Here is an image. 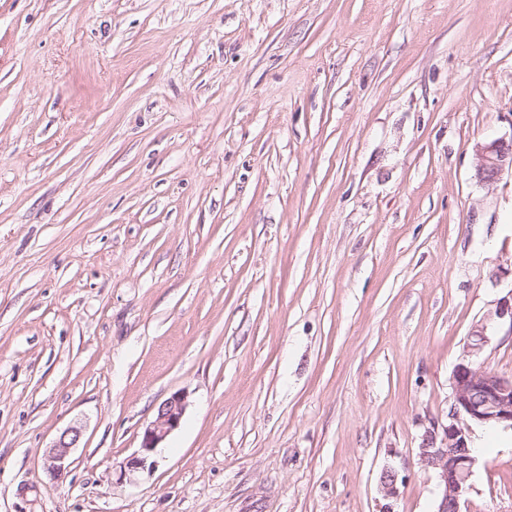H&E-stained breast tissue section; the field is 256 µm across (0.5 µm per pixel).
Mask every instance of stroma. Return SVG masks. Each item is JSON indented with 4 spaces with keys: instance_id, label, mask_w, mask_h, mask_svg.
Returning a JSON list of instances; mask_svg holds the SVG:
<instances>
[{
    "instance_id": "1",
    "label": "stroma",
    "mask_w": 512,
    "mask_h": 512,
    "mask_svg": "<svg viewBox=\"0 0 512 512\" xmlns=\"http://www.w3.org/2000/svg\"><path fill=\"white\" fill-rule=\"evenodd\" d=\"M509 135L512 0H0V512H434ZM475 448L462 512H512ZM476 178L483 185L493 186L505 170L512 173V139H494L475 146ZM187 407V396L178 391L167 398L157 410L152 420L143 430L142 441L139 450L130 455L123 465L124 473H137L146 469L148 460L156 452L159 445L167 437L179 428ZM154 461L148 465L150 468ZM81 429L69 427L64 430L48 449L43 458V468L53 479L65 477L71 467V453L81 438Z\"/></svg>"
}]
</instances>
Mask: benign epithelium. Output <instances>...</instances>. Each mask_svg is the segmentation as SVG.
Returning a JSON list of instances; mask_svg holds the SVG:
<instances>
[{
    "label": "benign epithelium",
    "instance_id": "7a95c632",
    "mask_svg": "<svg viewBox=\"0 0 512 512\" xmlns=\"http://www.w3.org/2000/svg\"><path fill=\"white\" fill-rule=\"evenodd\" d=\"M475 155L476 178L487 187L497 183L504 171H512V140L478 144ZM505 324L512 335V295L501 298L472 327L452 374L447 423L433 424L422 436L418 457L424 468L434 474L440 488L435 512H461V501L478 463L472 446L474 428L512 430V377L488 372L476 362L491 336ZM186 407L187 396L182 391L173 393L158 407L154 420L143 430L139 450L124 462V471L134 474L146 469L159 445L179 428ZM80 438L81 429L69 427L45 453L43 468L52 478L62 479L69 472L71 453ZM380 488L384 499L397 498V472L385 471Z\"/></svg>",
    "mask_w": 512,
    "mask_h": 512
}]
</instances>
